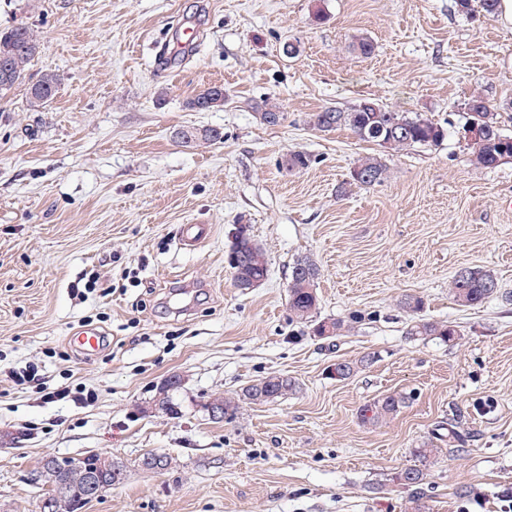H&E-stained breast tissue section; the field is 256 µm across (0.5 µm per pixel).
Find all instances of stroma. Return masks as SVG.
I'll return each instance as SVG.
<instances>
[{
  "label": "stroma",
  "mask_w": 512,
  "mask_h": 512,
  "mask_svg": "<svg viewBox=\"0 0 512 512\" xmlns=\"http://www.w3.org/2000/svg\"><path fill=\"white\" fill-rule=\"evenodd\" d=\"M18 25L41 36L31 77L63 80L38 110L26 85L0 97V512H36L29 476L43 459L90 452L127 475L82 512H411L395 475L425 444V512H512V161L475 167L460 134L471 95L512 114L511 23L462 16L453 0H0V30ZM189 28L197 42L177 52ZM361 35L370 56L352 49ZM161 45L175 55L157 61ZM209 84L223 108L189 110ZM266 98L279 125L252 109ZM364 98L448 135L387 155L384 183L352 185L378 146L306 120ZM182 126L223 140L181 144ZM292 151L308 169L284 167ZM185 224L210 233L186 248ZM240 224L269 264L249 291L226 262ZM303 255L320 266L319 318L359 314L347 335L291 323ZM463 267L491 271L501 296L458 305L448 283ZM92 276L113 292L76 296ZM409 293L458 340L406 336ZM83 330L102 333L101 351L75 350ZM343 361L361 364L346 380ZM28 366L41 385L14 380ZM278 373L296 382L287 398L220 422L203 409ZM171 375L175 417L150 407ZM58 388L89 401L46 402ZM391 393L411 400L362 423V406ZM451 422L463 442L440 439ZM146 452L172 469L140 470Z\"/></svg>",
  "instance_id": "obj_1"
}]
</instances>
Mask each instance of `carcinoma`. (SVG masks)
Instances as JSON below:
<instances>
[{"label":"carcinoma","instance_id":"cac0c4a2","mask_svg":"<svg viewBox=\"0 0 512 512\" xmlns=\"http://www.w3.org/2000/svg\"><path fill=\"white\" fill-rule=\"evenodd\" d=\"M500 0H454L457 13L470 17L476 13L488 17L497 14ZM40 51V40L31 28L20 25L0 32V65L7 67L9 76L0 78V96L7 94L26 78L29 64ZM61 85L60 75L47 72L28 88L29 105L35 108L50 104ZM224 94L221 85H209L197 91L187 101V108L195 112L219 109L210 102ZM478 109L470 116L485 128L482 142L473 146L472 162L481 168H494L512 158V135L505 132L502 115L495 111L484 98L473 96L466 109ZM255 114L268 126H276L283 120V113L277 103L268 99L254 106ZM309 125L318 132H331L344 127L360 140L372 142L383 149L399 151L406 147L436 146L445 139L448 130L428 116L418 112H403L381 105L370 98L361 100L354 107L343 110L333 106L309 114ZM179 141L186 145L194 143L215 144L223 139L217 129L183 126L177 132ZM311 164V156L304 151H295L285 158L284 165L290 171H302ZM389 168L380 155L366 156L357 161L350 171V182L364 187L374 186L388 177ZM234 242L229 254L239 257L235 264H229L234 277L243 280L266 279L268 260L262 247L250 236L245 226L235 228ZM320 275L317 261L311 256L294 260L288 284V307L290 320L301 326L299 333L310 332L320 338H334L344 335L351 328V322L343 319L318 318V296L316 283ZM449 290L461 306L483 303L498 293V282L494 276L480 268L466 267L455 272L449 282ZM399 308L407 313L410 323L407 335L431 338L443 343L452 342L458 336L455 326L436 321L422 315L423 301L415 295H404ZM271 401L287 397L296 390V383L286 374H275L260 378ZM238 400L221 397L213 398L224 404V414L234 411L238 402L257 403L250 387L245 386L237 394ZM409 402L405 394H389L361 409L363 421L370 422L397 413ZM434 449L415 448L412 456L416 464L398 472L395 479L404 485L420 487L425 480V467ZM39 470L42 486L48 488L54 504L43 508V512H80L86 505L83 495L81 472L57 467L55 459L43 460Z\"/></svg>","mask_w":512,"mask_h":512}]
</instances>
